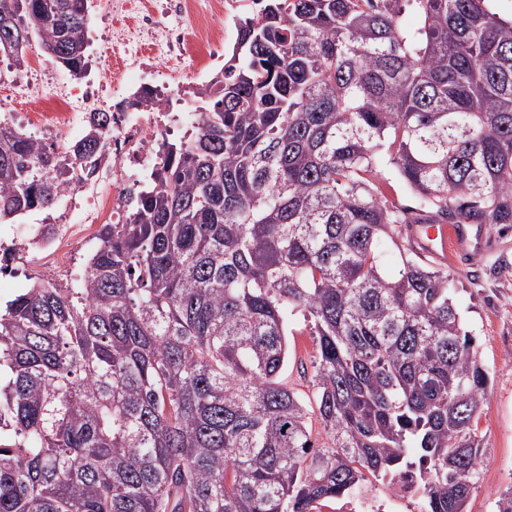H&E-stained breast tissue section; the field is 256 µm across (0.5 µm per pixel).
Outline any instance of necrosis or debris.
Wrapping results in <instances>:
<instances>
[{"instance_id":"4bbe7bcc","label":"necrosis or debris","mask_w":512,"mask_h":512,"mask_svg":"<svg viewBox=\"0 0 512 512\" xmlns=\"http://www.w3.org/2000/svg\"><path fill=\"white\" fill-rule=\"evenodd\" d=\"M113 15L135 22L112 27L113 56L97 78L82 83L64 74L48 80L30 66L8 80L11 101L27 105L21 119L27 134L53 148L68 172L52 230L16 224L5 242L25 246L48 275L71 269L70 241L75 229L93 240L98 226L127 223L133 202L161 163L166 145L201 124L190 104L196 90L214 89L224 79V63L235 52L250 0H159L142 9L138 0H110ZM108 112L112 123L101 138L98 167L86 175L70 153L82 140L93 113ZM416 491L408 475H391L382 484L316 503L313 512H407Z\"/></svg>"}]
</instances>
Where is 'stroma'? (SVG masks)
I'll list each match as a JSON object with an SVG mask.
<instances>
[{
  "label": "stroma",
  "instance_id": "stroma-1",
  "mask_svg": "<svg viewBox=\"0 0 512 512\" xmlns=\"http://www.w3.org/2000/svg\"><path fill=\"white\" fill-rule=\"evenodd\" d=\"M483 236L488 246L476 264L463 265L454 252L444 260L456 278L463 326L476 336L478 358L490 374L488 400L479 414L482 478L468 512H494L498 492L512 484V226H484ZM293 327L286 373L291 386L310 396L315 341L302 316H295Z\"/></svg>",
  "mask_w": 512,
  "mask_h": 512
}]
</instances>
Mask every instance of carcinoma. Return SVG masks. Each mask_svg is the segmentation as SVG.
Returning <instances> with one entry per match:
<instances>
[{
	"label": "carcinoma",
	"instance_id": "obj_1",
	"mask_svg": "<svg viewBox=\"0 0 512 512\" xmlns=\"http://www.w3.org/2000/svg\"><path fill=\"white\" fill-rule=\"evenodd\" d=\"M254 2L201 127L104 225L84 287L42 278L0 308V512H312L415 467L427 512H467L490 377L406 226L512 225V19L489 0ZM87 21L88 0H0L23 37L0 53L21 64L35 37L79 77ZM109 124L93 115L80 165ZM56 164L0 127V221L52 208ZM392 178L417 207L386 199ZM299 313L309 404L280 379Z\"/></svg>",
	"mask_w": 512,
	"mask_h": 512
}]
</instances>
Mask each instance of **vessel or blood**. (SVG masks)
Here are the masks:
<instances>
[{"instance_id":"vessel-or-blood-1","label":"vessel or blood","mask_w":512,"mask_h":512,"mask_svg":"<svg viewBox=\"0 0 512 512\" xmlns=\"http://www.w3.org/2000/svg\"><path fill=\"white\" fill-rule=\"evenodd\" d=\"M414 245L433 258L446 257L448 251L477 261L483 253V240L468 224H412L407 228Z\"/></svg>"}]
</instances>
